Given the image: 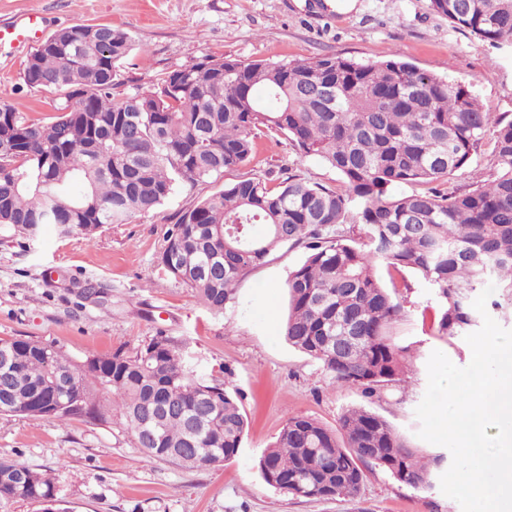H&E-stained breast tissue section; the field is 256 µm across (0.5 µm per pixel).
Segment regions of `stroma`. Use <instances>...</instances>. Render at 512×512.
<instances>
[{
  "instance_id": "stroma-1",
  "label": "stroma",
  "mask_w": 512,
  "mask_h": 512,
  "mask_svg": "<svg viewBox=\"0 0 512 512\" xmlns=\"http://www.w3.org/2000/svg\"><path fill=\"white\" fill-rule=\"evenodd\" d=\"M0 0V23L27 11L51 18L52 29L107 24L128 32L134 49L120 68L116 96L151 85L164 72L205 56L246 62L307 60L342 55L358 61L394 56L464 84L495 117L512 119V49H496L455 27L428 0ZM27 52L0 48V106L11 105L36 122L62 103L54 90L22 80ZM496 172L493 138L485 136L469 165L449 175L443 188L462 192ZM277 184L297 175L331 187L338 173L303 158L284 137L264 132L250 163L179 189L159 209L127 224L104 226L93 240L59 236L44 226L37 239L0 230V339L32 338L82 360L117 350L128 354L162 333L185 341L204 374L228 368L243 395L250 422L236 458L221 465L184 468L146 457L118 421L50 417H0V457L61 473L57 498L63 512H461L440 487L416 490L369 467L360 495L320 501L276 491L262 479L258 461L286 419L311 416L336 426L341 413L363 406L386 418L424 452L415 409L427 389V362L443 352L455 365L470 361L464 337L445 341L430 329L436 301L414 271L378 272L405 318L393 334L417 355L404 383L372 399L334 384L317 362L294 350L280 328L288 314L284 288L303 259L301 247L277 252L239 284L235 307L217 313L181 282L164 274V234L195 200L211 196L240 176ZM97 283L102 298L81 294Z\"/></svg>"
}]
</instances>
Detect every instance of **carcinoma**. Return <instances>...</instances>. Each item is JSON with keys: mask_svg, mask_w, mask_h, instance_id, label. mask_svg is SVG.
Here are the masks:
<instances>
[{"mask_svg": "<svg viewBox=\"0 0 512 512\" xmlns=\"http://www.w3.org/2000/svg\"><path fill=\"white\" fill-rule=\"evenodd\" d=\"M428 2L491 46L512 47V0ZM93 28H60L27 59L26 86L62 92L50 121L0 107V228L33 240L54 214L59 235L90 241L108 224L162 207L179 187L246 166L267 130L335 169L342 187L246 177L183 210L165 233L160 265L208 309L224 311L250 271L303 247L285 282L282 336L335 383L372 398L404 381L409 352L392 333L404 308L376 261L422 275L439 302L434 335L448 341L477 323L470 291L492 283L494 306H512V120L493 117L464 85L400 58L204 57L117 99L132 37ZM488 131L494 178L438 192ZM94 386L112 394V418L151 459L200 467L241 451L248 420L239 389L198 375L171 336L160 333L133 355L80 362L33 339H0L1 416L103 421ZM372 465L425 490L448 457L423 455L377 413L350 407L334 429L288 418L259 459L268 486L323 500L357 497ZM2 498L58 512L56 477L0 458Z\"/></svg>", "mask_w": 512, "mask_h": 512, "instance_id": "obj_1", "label": "carcinoma"}]
</instances>
